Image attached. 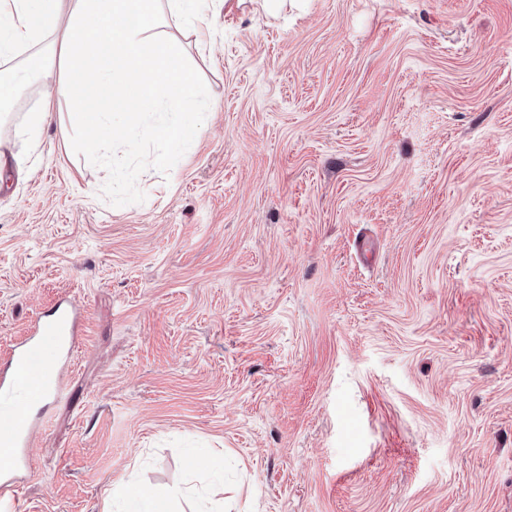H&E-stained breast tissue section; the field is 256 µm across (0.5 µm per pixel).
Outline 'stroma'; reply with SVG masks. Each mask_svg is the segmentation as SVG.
I'll return each instance as SVG.
<instances>
[{"mask_svg":"<svg viewBox=\"0 0 512 512\" xmlns=\"http://www.w3.org/2000/svg\"><path fill=\"white\" fill-rule=\"evenodd\" d=\"M182 62L171 166L113 194L63 101L0 190V355L83 325L15 512H512V0L220 6ZM131 497L142 503L140 512H167L165 505L170 497V492L164 488L139 487L131 491Z\"/></svg>","mask_w":512,"mask_h":512,"instance_id":"1","label":"stroma"}]
</instances>
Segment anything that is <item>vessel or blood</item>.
<instances>
[{"instance_id": "1", "label": "vessel or blood", "mask_w": 512, "mask_h": 512, "mask_svg": "<svg viewBox=\"0 0 512 512\" xmlns=\"http://www.w3.org/2000/svg\"><path fill=\"white\" fill-rule=\"evenodd\" d=\"M36 328L35 336L14 349L7 368H0V396L19 398L0 411V501L13 494L11 478L26 467L25 450L36 439L30 409L60 394V363L71 357L79 342L77 312L70 307L57 308Z\"/></svg>"}]
</instances>
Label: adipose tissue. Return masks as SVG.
I'll list each match as a JSON object with an SVG mask.
<instances>
[{
    "instance_id": "adipose-tissue-1",
    "label": "adipose tissue",
    "mask_w": 512,
    "mask_h": 512,
    "mask_svg": "<svg viewBox=\"0 0 512 512\" xmlns=\"http://www.w3.org/2000/svg\"><path fill=\"white\" fill-rule=\"evenodd\" d=\"M215 0H0V102L11 104L31 84L43 89L10 151L16 170L37 152L45 123L60 101L78 104V127L93 152L112 147L114 117L126 129L180 146L195 125L201 89L179 65L181 46L167 22L208 35Z\"/></svg>"
}]
</instances>
